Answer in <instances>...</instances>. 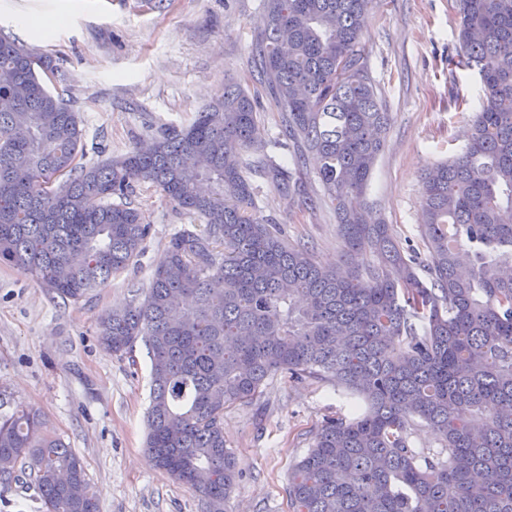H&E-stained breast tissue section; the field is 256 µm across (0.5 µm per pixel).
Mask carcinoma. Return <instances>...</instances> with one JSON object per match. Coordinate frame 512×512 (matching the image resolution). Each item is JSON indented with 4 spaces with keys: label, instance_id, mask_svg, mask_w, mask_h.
<instances>
[{
    "label": "carcinoma",
    "instance_id": "1",
    "mask_svg": "<svg viewBox=\"0 0 512 512\" xmlns=\"http://www.w3.org/2000/svg\"><path fill=\"white\" fill-rule=\"evenodd\" d=\"M370 0H263L251 60L280 105L288 166L265 175L339 219L341 263L320 265L259 214L243 154L263 147L253 96L224 86L182 129L93 165L79 117L48 91L42 56L0 36V265L73 302L135 264L149 227L112 197L148 185L197 215L174 234L144 299L97 318L115 355L150 354L152 464L224 512L239 478L224 408L273 375L349 392L291 469L293 512H512V0H455L474 97L461 153L421 179L426 255L404 248L364 197L390 113L362 65ZM292 46L277 58L282 21ZM320 156L323 198L305 195ZM425 270L423 281L419 270ZM443 455L410 446L416 421ZM29 471L43 512H98L80 458L40 416L0 398V477Z\"/></svg>",
    "mask_w": 512,
    "mask_h": 512
}]
</instances>
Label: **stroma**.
Listing matches in <instances>:
<instances>
[{"label": "stroma", "mask_w": 512, "mask_h": 512, "mask_svg": "<svg viewBox=\"0 0 512 512\" xmlns=\"http://www.w3.org/2000/svg\"><path fill=\"white\" fill-rule=\"evenodd\" d=\"M262 0H0V36L50 59L44 80L69 101L83 134L82 161L122 156L141 141L187 126L236 82L258 95L266 143L244 155L262 215L317 262L341 259L336 214L309 210L256 172L259 157L289 160L283 112L252 72L251 45ZM36 25L17 31L19 20ZM454 0H372L361 43L363 66L390 114L387 146L365 198L403 246L424 253L420 177L465 145L466 103L477 78L451 66L459 50ZM150 227L137 263L79 302L31 276L0 267V397L38 411L47 430L80 458L99 512H203L198 494L155 468L146 448L150 358L143 342L115 355L99 343L107 309L143 299L170 236L199 219L161 192L130 196ZM353 397L331 382L271 377L262 394L224 410V438L240 478L227 512H292L288 478L324 419L351 418ZM0 512H42L28 475L0 481Z\"/></svg>", "instance_id": "35a3bbf8"}]
</instances>
